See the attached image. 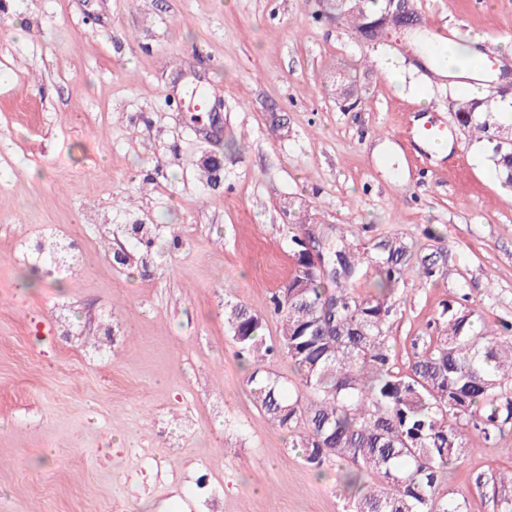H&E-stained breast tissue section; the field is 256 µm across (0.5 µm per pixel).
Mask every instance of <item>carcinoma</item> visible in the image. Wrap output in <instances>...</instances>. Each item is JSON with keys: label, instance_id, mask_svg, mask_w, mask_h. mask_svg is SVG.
<instances>
[{"label": "carcinoma", "instance_id": "carcinoma-1", "mask_svg": "<svg viewBox=\"0 0 512 512\" xmlns=\"http://www.w3.org/2000/svg\"><path fill=\"white\" fill-rule=\"evenodd\" d=\"M325 17L344 21L353 33L378 18L386 0H327ZM498 99H448L460 126L489 148L499 178L512 185V125L496 116ZM288 240L294 273L273 296L280 316L277 345H266L261 317L242 304L224 305L229 332L249 358L253 399L283 430L301 433L305 464L319 470L334 460L358 490L352 512H463L441 492L448 470L472 451L471 428L491 441L512 422V338L476 328L468 310H448V324L432 347L415 356L403 375L392 371L387 332L395 285L413 269L410 246L399 237L374 240L364 252L346 237ZM34 250L45 263L65 256L48 229ZM373 269L376 293L360 296L355 284ZM288 303H283V294ZM285 354L304 394L285 395L265 369ZM377 481L362 483L363 474ZM496 512H512V473L500 478Z\"/></svg>", "mask_w": 512, "mask_h": 512}]
</instances>
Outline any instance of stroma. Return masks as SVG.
I'll use <instances>...</instances> for the list:
<instances>
[{
	"instance_id": "1",
	"label": "stroma",
	"mask_w": 512,
	"mask_h": 512,
	"mask_svg": "<svg viewBox=\"0 0 512 512\" xmlns=\"http://www.w3.org/2000/svg\"><path fill=\"white\" fill-rule=\"evenodd\" d=\"M428 32L512 71V0H411ZM320 0H0V512H350L338 464L307 467L251 396L225 302L259 314L293 273L290 234L383 236L439 254L399 282L407 371L450 306L512 324V191L399 37L375 48ZM355 80L357 105L327 92ZM217 109H189L193 88ZM444 124L439 158L408 136ZM223 167L210 184L203 161ZM126 224H148V267ZM77 241L53 277L24 243ZM448 472L493 512L512 428Z\"/></svg>"
}]
</instances>
